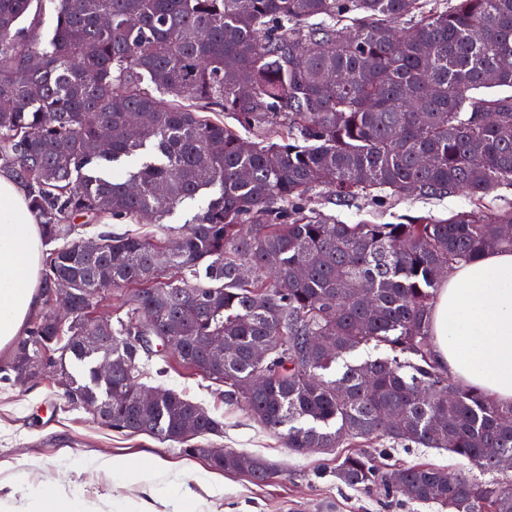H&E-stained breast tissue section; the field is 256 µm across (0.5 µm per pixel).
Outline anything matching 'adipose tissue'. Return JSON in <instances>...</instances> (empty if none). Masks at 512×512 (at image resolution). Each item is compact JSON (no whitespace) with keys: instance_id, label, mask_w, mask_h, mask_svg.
<instances>
[{"instance_id":"ef3b65f1","label":"adipose tissue","mask_w":512,"mask_h":512,"mask_svg":"<svg viewBox=\"0 0 512 512\" xmlns=\"http://www.w3.org/2000/svg\"><path fill=\"white\" fill-rule=\"evenodd\" d=\"M41 237L22 190L0 173V347L40 305ZM436 357L461 386L512 402V252L454 267L432 313Z\"/></svg>"}]
</instances>
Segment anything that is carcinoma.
Masks as SVG:
<instances>
[{
	"label": "carcinoma",
	"instance_id": "carcinoma-1",
	"mask_svg": "<svg viewBox=\"0 0 512 512\" xmlns=\"http://www.w3.org/2000/svg\"><path fill=\"white\" fill-rule=\"evenodd\" d=\"M43 2L0 0V171L55 244L0 384L43 363L68 381L67 404L106 429L197 457L223 422L163 385L147 406L129 393L144 366L172 355L266 429L287 428L292 450L352 449L336 455L348 487L440 512H512V403L454 382L431 320L444 269L512 251V209L485 206L512 186V0H55L45 42L19 27ZM199 100L237 125L201 115ZM148 143L153 159L115 174ZM320 187L380 208L464 191L474 208L344 224L305 206ZM209 189L219 196L191 224L144 236L107 225L96 253L81 247L80 217L159 220ZM59 278L74 285L65 320L48 300ZM125 288L126 318L87 317ZM206 336L224 337L223 363L207 361ZM371 342L393 356L327 377ZM98 354L112 374L95 365L78 382L67 356ZM412 446L446 448L501 480L426 463L383 471L364 452ZM209 466L256 483L272 474L241 452Z\"/></svg>",
	"mask_w": 512,
	"mask_h": 512
}]
</instances>
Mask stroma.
Segmentation results:
<instances>
[{"mask_svg":"<svg viewBox=\"0 0 512 512\" xmlns=\"http://www.w3.org/2000/svg\"><path fill=\"white\" fill-rule=\"evenodd\" d=\"M310 209L346 224L362 220L390 221L392 213H420L445 217L469 209L466 193L436 199L410 197L392 211H378L369 198L339 205L327 190H316ZM166 387L202 404L224 424L219 447L265 459L273 475L256 483L242 475L218 473L201 458L182 453L147 435H125L101 426L87 411L67 406L52 373L25 386L0 384V483L12 485L14 499L0 503V512H13L39 489L65 486L88 512H138L140 493L135 485H120L104 469L88 468L90 459L108 456L162 459L156 481L167 499V512H176L178 489L196 493L194 512H438L428 504H404L382 489L357 491L336 480L332 455L311 449L291 450L281 435L264 428L238 408L226 405L215 385L178 359H170ZM381 467L400 468L429 463L451 472H470L467 462L442 448H389L378 455Z\"/></svg>","mask_w":512,"mask_h":512,"instance_id":"35a3bbf8","label":"stroma"}]
</instances>
